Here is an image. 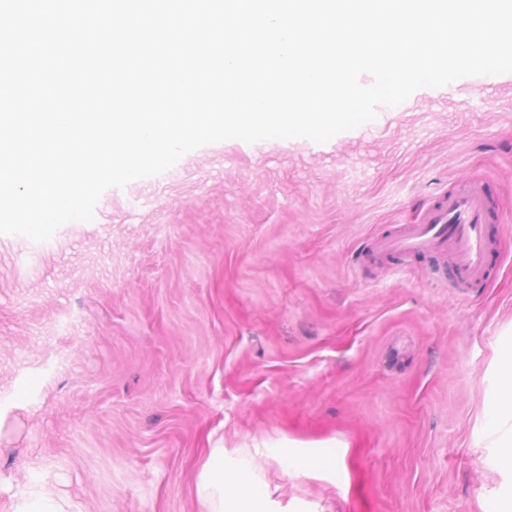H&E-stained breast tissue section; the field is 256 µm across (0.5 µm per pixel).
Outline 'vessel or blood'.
I'll use <instances>...</instances> for the list:
<instances>
[{
	"label": "vessel or blood",
	"mask_w": 512,
	"mask_h": 512,
	"mask_svg": "<svg viewBox=\"0 0 512 512\" xmlns=\"http://www.w3.org/2000/svg\"><path fill=\"white\" fill-rule=\"evenodd\" d=\"M502 221V209L489 178L463 177L429 206L415 223L378 233L369 254L387 260L402 256H448L457 287L481 283L491 275L488 227Z\"/></svg>",
	"instance_id": "obj_1"
}]
</instances>
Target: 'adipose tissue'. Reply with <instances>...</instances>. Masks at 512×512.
Wrapping results in <instances>:
<instances>
[{"instance_id":"obj_1","label":"adipose tissue","mask_w":512,"mask_h":512,"mask_svg":"<svg viewBox=\"0 0 512 512\" xmlns=\"http://www.w3.org/2000/svg\"><path fill=\"white\" fill-rule=\"evenodd\" d=\"M484 425L497 450V467L512 471L511 354L503 363L498 395L485 413ZM256 469V458L250 449H242L229 467L224 464L223 449H212L198 486L202 512H266L267 496L256 481Z\"/></svg>"}]
</instances>
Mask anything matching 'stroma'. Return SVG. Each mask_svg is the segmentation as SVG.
Instances as JSON below:
<instances>
[{"label": "stroma", "instance_id": "1", "mask_svg": "<svg viewBox=\"0 0 512 512\" xmlns=\"http://www.w3.org/2000/svg\"><path fill=\"white\" fill-rule=\"evenodd\" d=\"M422 88L319 144L230 139L107 189L47 241L0 234V512H200L210 449L258 448L269 512H496L483 411L512 351V234L458 295L369 238L463 173L512 220V73ZM342 455L284 475L268 448ZM72 508L70 498L39 487L26 492L16 503L13 512H80Z\"/></svg>", "mask_w": 512, "mask_h": 512}]
</instances>
